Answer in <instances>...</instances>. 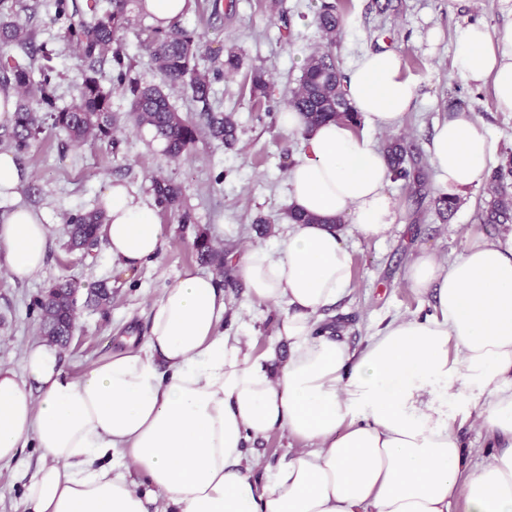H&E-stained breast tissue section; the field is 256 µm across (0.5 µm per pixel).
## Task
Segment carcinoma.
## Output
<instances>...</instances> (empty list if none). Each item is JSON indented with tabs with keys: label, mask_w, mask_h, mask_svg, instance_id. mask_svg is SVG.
Returning <instances> with one entry per match:
<instances>
[{
	"label": "carcinoma",
	"mask_w": 512,
	"mask_h": 512,
	"mask_svg": "<svg viewBox=\"0 0 512 512\" xmlns=\"http://www.w3.org/2000/svg\"><path fill=\"white\" fill-rule=\"evenodd\" d=\"M0 0V48L21 49L29 62L7 58L0 62V85L12 88L16 108L12 124L0 136L20 155L28 153L32 142L45 126L66 132L74 147L88 141L116 146L119 122L136 132L148 131L163 145L162 154L180 160L191 154L199 138L205 136L226 145L237 141V124L230 113L216 112L210 106L213 82L221 72L233 73L241 66V56L231 47L224 59V70H202L198 58L201 36L184 27L180 19L146 23V0H89L81 7L77 0H54L55 21L62 23L61 37L72 45L82 61L75 83V93L66 106L58 105L55 91L57 73L51 65V53L42 52L44 63L33 68L34 30L12 20L28 6L23 0ZM321 44L309 55L302 76L290 90L288 106L304 118V132L327 122L341 121L358 125V113L345 96V74L340 68L336 46L343 35L342 0H325L316 14ZM133 35L148 52L161 82L140 83L129 77L131 62L124 53L123 39ZM112 63L110 86L102 82V66ZM120 90L128 98L122 116L112 110V93ZM176 92H183L203 104L204 123L199 124L179 111L173 102ZM249 94L255 101L271 97V83L266 69L256 67L249 77ZM382 151L388 162L391 180L418 199L426 197V162L422 151L403 135H388ZM490 195L487 207L478 214L482 224H512V153L489 173L485 182ZM150 193L155 206L177 218L186 227L194 223L180 185L155 175ZM104 212L96 207L65 217L66 236L71 249L89 252L102 242L100 229ZM194 246L199 259L215 267L224 276L230 251L215 245L202 231L196 233ZM76 284L69 279L54 282L33 301L39 318V331L48 341L64 346L74 335L78 312ZM112 302V289L105 284L90 291L87 303L104 307Z\"/></svg>",
	"instance_id": "cac0c4a2"
}]
</instances>
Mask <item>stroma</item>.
I'll list each match as a JSON object with an SVG mask.
<instances>
[{
  "label": "stroma",
  "mask_w": 512,
  "mask_h": 512,
  "mask_svg": "<svg viewBox=\"0 0 512 512\" xmlns=\"http://www.w3.org/2000/svg\"><path fill=\"white\" fill-rule=\"evenodd\" d=\"M29 12L19 13V22H31L36 44L47 45L58 74L57 96L69 103L80 60L73 47L62 40L53 22L52 0H26ZM214 0H198L182 17L183 26L203 35L200 66L218 67L224 50L235 46L243 53V65L231 76L213 84V106L234 113L238 141L233 147L201 139L191 155L171 162L161 154L160 144L131 128L117 133L118 147L88 142L82 148L67 147L64 134L48 129L34 141L29 154L20 159L23 182L18 200L41 210L49 226V239L42 269L27 281L13 280L0 257V367L24 371V351L40 342L37 314L30 307L34 298L51 283L70 278L77 281L78 299L88 288L108 281L114 299L107 310L81 309L79 327L60 360L66 374L76 377L92 364L143 342L149 334L153 307L167 288L201 265L193 247L196 230L208 232L212 241L233 244L235 254L253 246L273 248L288 231V172L301 153L298 136L285 132L278 116L287 106L288 90L296 86L311 49L320 44L315 15L322 0H284L285 19L269 18L263 0H235L234 13L217 10ZM392 8L379 12L375 0H347L345 28L337 50L342 71L367 52L392 50L403 70L417 86L418 97L399 128L400 134L428 149L436 125L457 112L474 116L494 145V158L512 152V112L498 111L490 87L462 79L452 67L458 30L471 23L483 24L492 37L512 28V0H391ZM291 36H284L283 26ZM270 73L271 101L257 104L246 87L252 68ZM164 174L178 183L192 207L195 228L181 229L172 216L157 214L164 245L157 257L132 271H121L106 247L89 253L68 252L63 219L67 213L90 210L109 183L129 186L137 199L151 204L150 179ZM388 192L395 201V222L389 233L368 240L346 232L351 253V287L336 304L323 310L335 318L338 340L351 348H363L387 324L403 318L435 315L432 294L419 293L404 279L407 264L419 250L441 260L459 255L469 235L494 241L512 233L510 224H482L477 212L488 196L483 186L457 191L455 213L441 218L431 197L441 194L431 183L425 201L409 198L398 183ZM271 221V234L256 232L253 222ZM215 283L223 290L230 311L223 329L250 337L256 352L272 355L271 369L288 359V343L277 336L281 308L251 303L241 278ZM457 417L456 435L470 460L488 458L486 434L472 415L471 404L456 399L448 404ZM294 439L276 430L249 444L247 464L258 483H265L287 457ZM40 463L36 448H23L17 459L0 470V512H25V487Z\"/></svg>",
  "instance_id": "1"
}]
</instances>
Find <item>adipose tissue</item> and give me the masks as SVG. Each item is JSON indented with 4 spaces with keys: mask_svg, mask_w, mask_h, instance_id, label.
I'll return each mask as SVG.
<instances>
[{
    "mask_svg": "<svg viewBox=\"0 0 512 512\" xmlns=\"http://www.w3.org/2000/svg\"><path fill=\"white\" fill-rule=\"evenodd\" d=\"M454 67L491 83L512 112V31L491 38L472 24L456 38ZM367 125L394 131L416 85L393 51L365 55L345 83ZM290 170L289 203L321 216L297 224L276 250L252 247L235 261L250 301L286 306L279 338L287 363L266 371L245 337L225 334L229 306L211 277L189 274L153 307L139 347L65 374L55 346L25 354V378L0 368V463L21 448L41 452L24 494L27 512H147L138 481L164 495L171 512H512V237L471 238L451 263L421 251L410 288L434 292L436 314L389 324L362 350L315 332V318L351 285L344 217L360 235L391 229L395 204L382 152L345 122L305 131ZM429 153L441 186L485 181L493 144L459 113L438 124ZM103 238L131 270L162 246L152 209L122 184L108 187ZM41 211L21 205L0 216V252L13 279L45 261ZM471 398L495 450L469 468L455 434L449 394ZM281 430L301 441L258 484L244 465L248 440Z\"/></svg>",
    "mask_w": 512,
    "mask_h": 512,
    "instance_id": "1",
    "label": "adipose tissue"
}]
</instances>
